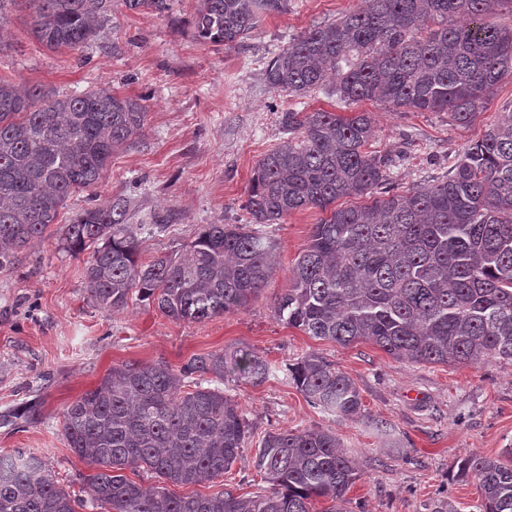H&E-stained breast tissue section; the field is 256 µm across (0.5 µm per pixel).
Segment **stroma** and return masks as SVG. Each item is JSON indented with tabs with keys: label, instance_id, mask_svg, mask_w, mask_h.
Instances as JSON below:
<instances>
[{
	"label": "stroma",
	"instance_id": "stroma-1",
	"mask_svg": "<svg viewBox=\"0 0 512 512\" xmlns=\"http://www.w3.org/2000/svg\"><path fill=\"white\" fill-rule=\"evenodd\" d=\"M165 11H132L112 0V18L82 50H49L32 35L33 13L23 0L0 10V77L18 88L69 95L91 86L137 99L146 107L143 137L112 155L98 185L75 192L58 216L65 224L83 208L122 195L129 224L164 219L167 229L142 235V261L181 251L203 224H246L250 180L257 161L286 141L280 116L297 107L341 115L371 113L373 151L397 157V189L447 174L456 156L503 113L512 112V78L466 127L444 112H390L372 101L341 102L331 86L299 98L265 79L273 53L304 30L335 22L364 0H290L289 10L262 18L243 46L203 45L191 36L193 0H167ZM318 209L294 212L270 225L278 266L257 299L243 310L201 322L175 321L148 302L130 300L107 313L93 306L84 284V259L43 238L0 272V410L34 400L41 423L20 431L0 428V453L42 456L67 491H79L92 469L61 434L65 406L121 364L163 361L181 366L214 351L232 357L251 349L274 370L259 387L225 378L224 388L252 422L255 438L293 428L336 433L358 465L346 512H476L475 480H452L457 457L502 455L512 447V365L488 358L467 365L412 364L368 342L346 347L312 338L278 321L277 296L305 248ZM316 352L357 385L365 416L345 419L308 403L283 373ZM253 446L200 493L231 488L261 493Z\"/></svg>",
	"mask_w": 512,
	"mask_h": 512
}]
</instances>
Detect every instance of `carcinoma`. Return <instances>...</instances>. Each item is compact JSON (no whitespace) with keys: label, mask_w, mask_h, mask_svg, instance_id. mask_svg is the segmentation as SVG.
<instances>
[{"label":"carcinoma","mask_w":512,"mask_h":512,"mask_svg":"<svg viewBox=\"0 0 512 512\" xmlns=\"http://www.w3.org/2000/svg\"><path fill=\"white\" fill-rule=\"evenodd\" d=\"M512 0H369L365 9L299 34L270 59L267 83L304 97L336 76L344 103L371 100L391 111L446 112L470 125L498 84L512 77V28L497 7ZM33 34L51 50H79L112 16V0H25ZM130 10L162 12L166 0H124ZM289 0H196L193 37L227 49L242 45L267 14ZM288 140L269 150L251 178L250 224H202L176 255L140 257L138 232L164 223L128 224L131 201L117 196L56 224L70 194L96 186L112 153L143 135L146 107L105 88L59 96L20 92L0 78V272L52 225L62 248L91 250L89 300L107 312L147 300L175 321L201 322L245 309L277 268L266 231L289 214L317 208L325 217L292 268L274 314L289 327L342 346L369 342L397 360L512 364V113L458 155L448 175L397 191L394 160L366 150L368 112L282 114ZM346 197L369 203L338 207ZM238 378L257 387L273 369L251 350L235 361ZM312 406L360 417L353 380L316 353L286 367ZM224 352L165 362L122 364L68 404L61 433L94 467L85 495L63 489L40 457L0 454V512H344L357 465L335 433L295 428L268 432L253 457L268 489L253 496L224 489L178 494L224 475L241 456L252 424L224 393ZM42 419L26 401L0 411L11 431ZM508 461L465 455L452 478L478 480L477 512H512ZM144 469L162 485L144 488L123 471Z\"/></svg>","instance_id":"obj_1"}]
</instances>
